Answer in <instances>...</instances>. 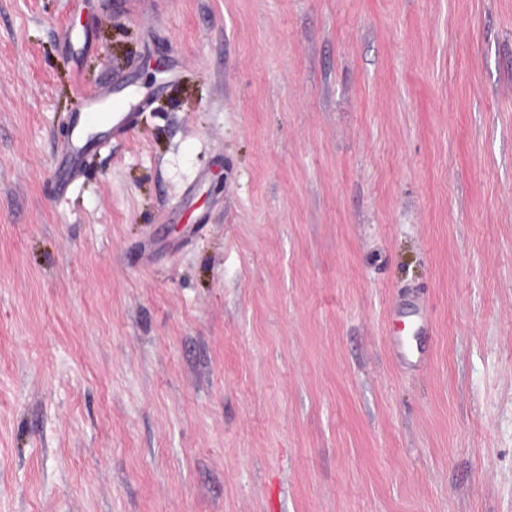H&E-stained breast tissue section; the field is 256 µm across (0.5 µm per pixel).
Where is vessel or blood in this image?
Masks as SVG:
<instances>
[{
  "label": "vessel or blood",
  "instance_id": "1",
  "mask_svg": "<svg viewBox=\"0 0 512 512\" xmlns=\"http://www.w3.org/2000/svg\"><path fill=\"white\" fill-rule=\"evenodd\" d=\"M125 107V102L114 100L99 118L74 115L71 135L56 170L58 190H65L81 174L85 154L93 144L118 138L125 133L131 119Z\"/></svg>",
  "mask_w": 512,
  "mask_h": 512
}]
</instances>
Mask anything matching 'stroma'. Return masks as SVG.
I'll list each match as a JSON object with an SVG mask.
<instances>
[{
  "label": "stroma",
  "instance_id": "1",
  "mask_svg": "<svg viewBox=\"0 0 512 512\" xmlns=\"http://www.w3.org/2000/svg\"><path fill=\"white\" fill-rule=\"evenodd\" d=\"M0 512H512V0H0ZM127 106L128 101L112 100L103 112L74 115L71 135L56 170L58 191H64L81 174L85 154L94 144L116 139L125 133L131 115L130 112L121 111ZM93 114H101L96 122L92 121Z\"/></svg>",
  "mask_w": 512,
  "mask_h": 512
}]
</instances>
